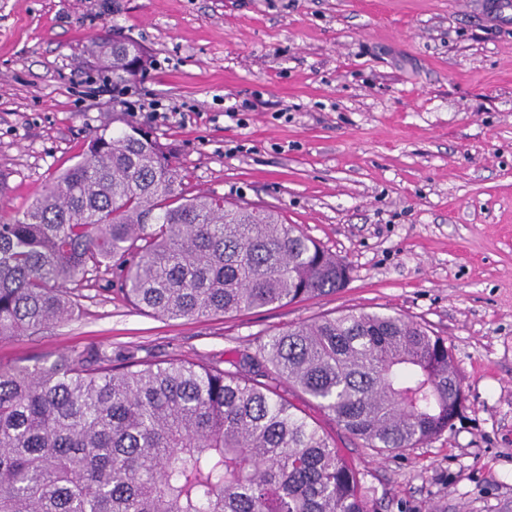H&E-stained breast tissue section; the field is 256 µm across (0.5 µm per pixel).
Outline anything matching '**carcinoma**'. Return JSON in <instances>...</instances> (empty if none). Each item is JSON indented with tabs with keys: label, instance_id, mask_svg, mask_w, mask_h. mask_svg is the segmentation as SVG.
<instances>
[{
	"label": "carcinoma",
	"instance_id": "1",
	"mask_svg": "<svg viewBox=\"0 0 512 512\" xmlns=\"http://www.w3.org/2000/svg\"><path fill=\"white\" fill-rule=\"evenodd\" d=\"M91 50L113 82L137 79V42L105 31ZM345 268L274 209L188 194L167 147L105 124L0 224V339L71 319L66 285L103 270L178 319L331 293ZM226 364L92 347L0 366V512H369L359 473L273 382L381 452L450 430L463 389L447 338L399 314L302 323Z\"/></svg>",
	"mask_w": 512,
	"mask_h": 512
}]
</instances>
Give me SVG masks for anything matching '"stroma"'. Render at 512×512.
Returning a JSON list of instances; mask_svg holds the SVG:
<instances>
[{"mask_svg":"<svg viewBox=\"0 0 512 512\" xmlns=\"http://www.w3.org/2000/svg\"><path fill=\"white\" fill-rule=\"evenodd\" d=\"M488 0H0V217L77 162L101 125L145 127L190 192L277 207L345 260V288L283 307L159 320L105 272L74 319L0 339V365L100 347L223 363L342 312L444 336L451 430L378 455L287 382L359 471L370 512H512V16ZM107 29L148 51L125 100L88 79Z\"/></svg>","mask_w":512,"mask_h":512,"instance_id":"35a3bbf8","label":"stroma"}]
</instances>
